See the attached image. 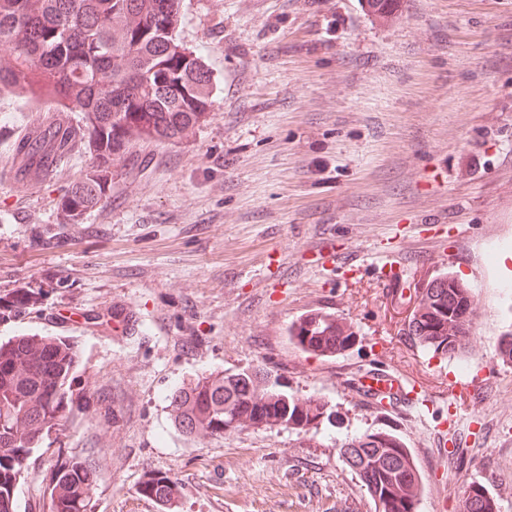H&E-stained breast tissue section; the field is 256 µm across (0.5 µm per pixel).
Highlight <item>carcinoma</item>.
Instances as JSON below:
<instances>
[{"label": "carcinoma", "mask_w": 512, "mask_h": 512, "mask_svg": "<svg viewBox=\"0 0 512 512\" xmlns=\"http://www.w3.org/2000/svg\"><path fill=\"white\" fill-rule=\"evenodd\" d=\"M180 0H0V95L45 94L84 112L82 140L92 162L63 194L65 223L79 224L112 188V168L141 143H175L190 136L212 107L213 82L199 55L175 37ZM75 133L50 127L16 143V153L41 171L71 151ZM428 283L402 334L434 355H454L473 326L475 299L456 275ZM298 349L329 356L356 342L345 319L313 310L288 327ZM79 355L57 336H16L0 343V512H16L15 489L38 448L59 442L76 395ZM175 428L207 439L248 428L307 432L332 422L317 397H301L257 367L198 377L171 395ZM402 439L365 432L339 446L359 477L374 512H416L394 491L408 471ZM96 471L72 459L49 475L50 512H91ZM143 497L168 512L178 482L163 473L140 485Z\"/></svg>", "instance_id": "carcinoma-1"}]
</instances>
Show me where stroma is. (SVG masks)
Segmentation results:
<instances>
[{
  "mask_svg": "<svg viewBox=\"0 0 512 512\" xmlns=\"http://www.w3.org/2000/svg\"><path fill=\"white\" fill-rule=\"evenodd\" d=\"M180 16L177 40L214 82L211 113L191 138L129 155L81 223H64L60 199L89 150L46 176L14 150L81 127V112L0 96V340L63 336L80 355L66 438L34 452L17 512H46L47 476L70 456L96 463L93 512H158L139 492L156 472L180 483L176 512H373L336 447L365 431L403 439L428 486L417 512H455L450 475L512 512V365L496 356L512 331V0H395L384 19L364 0H182ZM445 271L479 301L451 358L401 333ZM313 309L352 322L355 345L297 349L287 328ZM127 311L138 324L122 334L113 317ZM249 365L324 399L332 424L177 431L176 389ZM384 370L426 388L429 413L360 399ZM477 375L456 428L467 451L446 474L434 422L449 384Z\"/></svg>",
  "mask_w": 512,
  "mask_h": 512,
  "instance_id": "obj_1",
  "label": "stroma"
}]
</instances>
